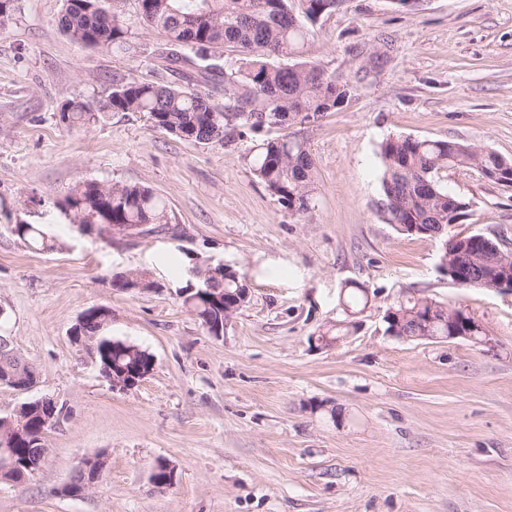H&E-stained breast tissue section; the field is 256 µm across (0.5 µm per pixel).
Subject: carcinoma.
<instances>
[{"label":"carcinoma","mask_w":512,"mask_h":512,"mask_svg":"<svg viewBox=\"0 0 512 512\" xmlns=\"http://www.w3.org/2000/svg\"><path fill=\"white\" fill-rule=\"evenodd\" d=\"M305 16L315 21L332 11L340 0H303ZM16 0H0V30L15 20ZM59 26L74 42L94 48H116L130 53L134 46L125 38L116 0H64ZM143 22L163 35V47L155 54L164 72L176 73L187 87L161 82L119 80L107 100L75 98L60 112L66 126L97 121L104 109L142 112L162 131L182 140L206 143L224 141L226 130L258 133L264 129L299 126L312 116L319 119L342 104L349 92L345 81L336 82L319 64L303 58L311 31L291 11L288 0H141ZM237 48L239 65L216 63L215 46ZM224 78V108L211 104V89ZM384 215L396 230L420 238H441L456 273L469 283L460 288L491 289L500 280L512 279V251H488L482 234L447 237L448 224L458 223L470 207L465 199L448 193V171L475 167L484 176L509 165L508 175L496 183L512 186V161L467 143L411 137H388L380 145ZM313 159L304 138L270 139L256 145L253 172L280 202L298 214L307 212L315 191ZM72 224H121L134 231L144 224L169 223L163 198L138 185L87 182L73 189L67 199ZM12 232L36 251L57 248L54 237L39 224H15ZM213 300L198 302L194 294L184 303L213 335L224 325V304L245 306L244 277L226 273L213 281ZM369 303L368 290L351 283L340 293L345 318L328 328L331 340L349 334L353 317ZM386 320L390 336L448 335V307L428 298H407L393 306ZM81 336L93 348L100 373L112 379V368L145 361L147 353L135 345L115 340L93 318L81 324ZM35 375L34 367L12 347L0 354L4 370ZM48 426L31 423L13 444L15 462H27L29 475L42 466Z\"/></svg>","instance_id":"obj_1"}]
</instances>
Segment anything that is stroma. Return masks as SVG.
Instances as JSON below:
<instances>
[{
    "label": "stroma",
    "mask_w": 512,
    "mask_h": 512,
    "mask_svg": "<svg viewBox=\"0 0 512 512\" xmlns=\"http://www.w3.org/2000/svg\"><path fill=\"white\" fill-rule=\"evenodd\" d=\"M17 5L0 32V335L36 379L0 384V416L41 397L63 411L43 466L0 483V512H512V288L455 287L441 240L388 224L379 155L385 138L411 136L512 160V0H341L311 23L307 58L350 95L300 130L315 182L303 214L253 174L254 145L281 130L202 144L136 112L62 125L69 100L160 74L73 42L63 0ZM89 181L152 189L169 223L80 231L61 207ZM448 191L470 203L449 234L512 250V187L460 168ZM20 223L44 225L58 250H31ZM219 263L249 296L216 337L183 291L192 265ZM130 272L149 287L115 288ZM351 281L370 295L357 329L315 346ZM408 297L467 309L490 346L387 335L386 311ZM96 306L112 311L108 335L154 359L134 388L113 389L71 339ZM97 455L101 480L65 494ZM162 460L168 488L152 481Z\"/></svg>",
    "instance_id": "stroma-1"
}]
</instances>
